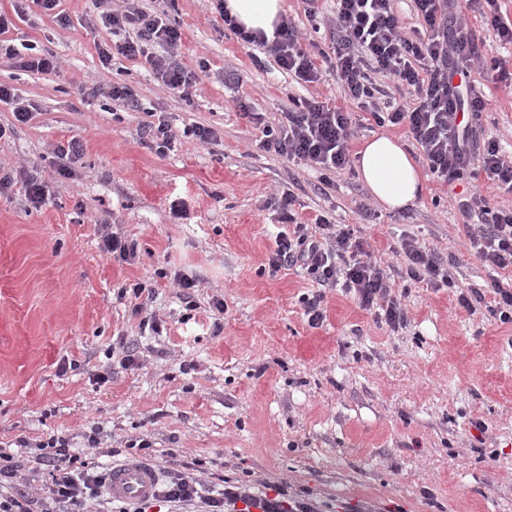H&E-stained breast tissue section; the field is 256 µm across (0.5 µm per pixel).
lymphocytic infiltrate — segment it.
I'll return each instance as SVG.
<instances>
[{
  "label": "lymphocytic infiltrate",
  "mask_w": 512,
  "mask_h": 512,
  "mask_svg": "<svg viewBox=\"0 0 512 512\" xmlns=\"http://www.w3.org/2000/svg\"><path fill=\"white\" fill-rule=\"evenodd\" d=\"M106 2L96 0L102 25L116 33L125 32L126 37L115 47L100 48L102 65L110 66L116 54L130 60L145 58L164 86L181 98H191L199 76L187 70L180 58L182 31L157 8L132 4L111 9ZM394 2L336 0V15L329 23L330 47L316 55L304 48L291 22L281 21L269 37L244 30L228 11H221L220 16L225 29L243 43L268 48L279 67L300 81L318 82L322 67L331 68L345 100L369 111L378 125L407 126L438 181L452 184L482 174L511 194L512 159L505 158L493 138L484 142L482 150H475L472 126L460 122L458 116L465 112L474 119L489 106L485 94L468 82L475 68L496 73L502 80L512 76L502 59H489L482 53L489 36L512 45V20L504 18L498 0H411L420 25L407 31ZM468 12L483 18L484 32L464 21ZM379 75L406 87L407 97L376 98L375 78ZM457 77L467 80V87L454 85ZM90 94L109 95L116 111L147 112L145 133L156 154H166L180 136L203 144L218 138L214 128L202 124L175 132L160 107H144L130 87L107 78L94 83ZM352 135L350 111L311 98L304 100L300 109L281 113L277 127L267 128L260 146L323 171L322 183L327 186L330 172L351 164ZM279 209L282 222L292 231L277 234L269 267L276 271L298 266L313 275L322 288H345L363 310L391 329L407 323L406 311L393 294L397 276L436 288L455 287L459 307L472 313L482 306L490 317L512 323V282L497 276L498 271L512 270V207L492 205L477 188H468L461 204L468 220L466 247L495 275L487 283L474 282L460 289L441 257L414 239L401 241L398 251L405 257V267L393 275L371 262L364 240L350 228L322 215L311 225L298 222L295 199L287 193L282 195ZM38 449L35 462L44 479L32 490L16 487L22 464L13 453L0 448V485L9 487L8 492H0V512H90L92 501L102 495L107 470L72 454L70 440L64 436H50ZM205 468V461L199 460L189 470L168 469L152 498L117 502L111 512H152L159 503L188 507L192 512H320L307 493L291 492L284 486L269 494L226 477L221 489H214L198 477Z\"/></svg>",
  "instance_id": "f902f5d3"
}]
</instances>
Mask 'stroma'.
<instances>
[{"label": "stroma", "instance_id": "35a3bbf8", "mask_svg": "<svg viewBox=\"0 0 512 512\" xmlns=\"http://www.w3.org/2000/svg\"><path fill=\"white\" fill-rule=\"evenodd\" d=\"M60 7L68 27L34 6L8 33L56 55L57 71H24L0 55V83L31 110L20 124L0 104V126L13 129L0 139V168L16 181L0 196V442L26 439L16 454L28 460L63 435L74 454L106 467L107 450L145 438L155 466L203 459L214 475L247 474L260 490H306L322 512H512V324L458 307L451 288L399 280L407 324L394 331L343 288L268 267L288 191L299 222L322 214L358 227L381 267L401 265L393 249L410 236L455 256L457 284L482 281L490 271L466 248L458 195L428 175L418 202L389 213L356 170L336 173L324 194L319 173L259 149L264 127L295 100L344 99L335 73L298 84L226 32L210 0L164 5L183 33V63L201 72L192 100L143 60L112 63L111 80L162 107L175 129L218 132L156 155L146 114L117 120L111 99L85 94L101 70L99 46L116 35L91 0ZM471 78L490 99L475 147L494 136L512 153V90L479 69ZM242 102L261 123L241 117ZM73 138L85 151L66 178L55 150ZM32 172L49 190L38 209L22 187ZM177 203L186 218L173 216ZM107 231L137 243L134 264L101 252ZM183 277L195 288L179 287ZM139 280L152 292L136 314L121 291ZM318 293L326 318L313 328L303 300ZM93 432L96 448L85 441Z\"/></svg>", "mask_w": 512, "mask_h": 512}]
</instances>
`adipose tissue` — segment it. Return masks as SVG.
<instances>
[{"label":"adipose tissue","instance_id":"1","mask_svg":"<svg viewBox=\"0 0 512 512\" xmlns=\"http://www.w3.org/2000/svg\"><path fill=\"white\" fill-rule=\"evenodd\" d=\"M224 7L245 29L268 35L286 12L285 0H224ZM354 165L360 181L385 210H403L425 191L419 166L394 138L380 135L365 140Z\"/></svg>","mask_w":512,"mask_h":512}]
</instances>
